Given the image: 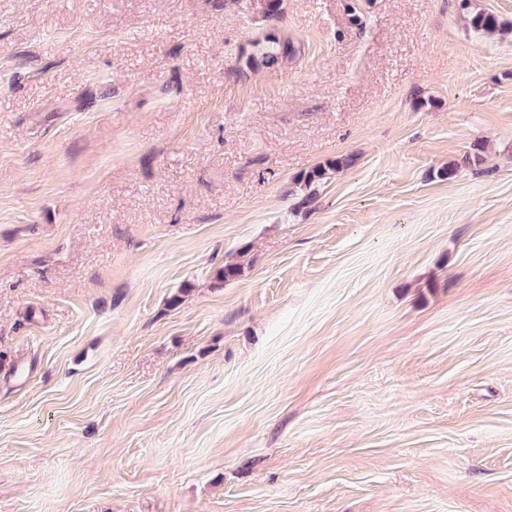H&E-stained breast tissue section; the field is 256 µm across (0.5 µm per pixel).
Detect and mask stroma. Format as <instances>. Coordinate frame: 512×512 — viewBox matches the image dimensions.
Segmentation results:
<instances>
[{
    "label": "stroma",
    "instance_id": "stroma-1",
    "mask_svg": "<svg viewBox=\"0 0 512 512\" xmlns=\"http://www.w3.org/2000/svg\"><path fill=\"white\" fill-rule=\"evenodd\" d=\"M267 3L0 0V512H512V0ZM257 54L261 61L266 65H275L279 62L291 61L298 53V48L289 38L281 41L275 34L269 33L264 37V41H258ZM352 163L350 158H336L326 162L323 165H317L311 170L307 171L302 180L306 186L319 185L324 180L328 179L333 173L340 172V170L347 169Z\"/></svg>",
    "mask_w": 512,
    "mask_h": 512
}]
</instances>
